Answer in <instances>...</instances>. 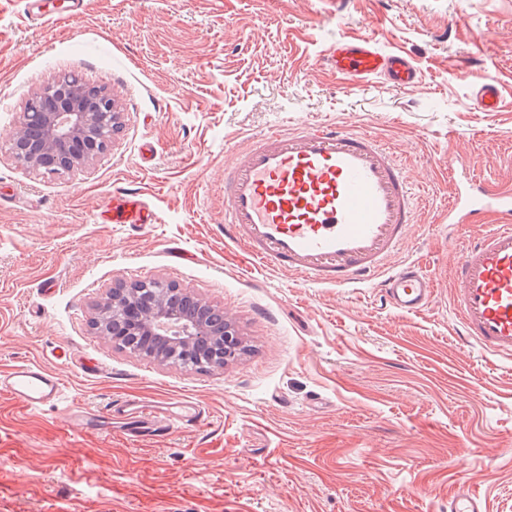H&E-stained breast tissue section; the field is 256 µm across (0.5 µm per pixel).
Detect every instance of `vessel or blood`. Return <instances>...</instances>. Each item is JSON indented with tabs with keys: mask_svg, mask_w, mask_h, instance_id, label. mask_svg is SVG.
I'll use <instances>...</instances> for the list:
<instances>
[{
	"mask_svg": "<svg viewBox=\"0 0 512 512\" xmlns=\"http://www.w3.org/2000/svg\"><path fill=\"white\" fill-rule=\"evenodd\" d=\"M322 64L342 79L375 78L413 89L420 75L412 59L386 53L371 38L344 36L325 51ZM480 111L499 108L495 81L477 84ZM451 224H482L455 259L452 306L457 333L467 344L512 358V189L462 171L450 176ZM420 204L390 147L354 129L310 125L250 137L224 169V237L261 266L326 286L355 288L376 281L385 306L406 314L436 303L437 288L416 262L393 265L418 220ZM100 224H153L136 190L120 187L96 212ZM61 378L39 365H19L0 375V393L36 410L58 403ZM203 413L187 399L159 406L129 401L105 408L70 406L71 426L97 432L121 425L141 440L196 426ZM448 512H488L487 502L465 481L455 483Z\"/></svg>",
	"mask_w": 512,
	"mask_h": 512,
	"instance_id": "obj_1",
	"label": "vessel or blood"
}]
</instances>
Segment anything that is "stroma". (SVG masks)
Returning a JSON list of instances; mask_svg holds the SVG:
<instances>
[{
  "instance_id": "stroma-1",
  "label": "stroma",
  "mask_w": 512,
  "mask_h": 512,
  "mask_svg": "<svg viewBox=\"0 0 512 512\" xmlns=\"http://www.w3.org/2000/svg\"><path fill=\"white\" fill-rule=\"evenodd\" d=\"M57 0L29 20L0 0V372L49 367L61 404L0 395V512H446L469 481L512 512V361L455 335L448 171L512 182V0ZM409 55L418 89L349 86L321 63L336 38ZM501 90L477 111L470 75ZM69 73L124 114L93 165L47 174L8 153L31 95ZM312 123L389 144L424 202L399 261L437 280L423 312L374 284L331 288L253 264L224 240V168L251 135ZM154 224H98L113 189ZM160 279L224 310L251 353L222 369L163 365L92 330L118 280ZM191 399L204 421L160 440L71 429L65 409Z\"/></svg>"
}]
</instances>
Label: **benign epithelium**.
Wrapping results in <instances>:
<instances>
[{"label": "benign epithelium", "mask_w": 512, "mask_h": 512, "mask_svg": "<svg viewBox=\"0 0 512 512\" xmlns=\"http://www.w3.org/2000/svg\"><path fill=\"white\" fill-rule=\"evenodd\" d=\"M101 108L71 94L70 86L54 79L37 90L20 113L9 140L14 161L27 170H74L86 167L106 153L114 131L121 127L123 113L112 97L101 92ZM129 284L117 281L103 301L95 307L94 317L111 313L112 332L125 322L136 324L140 334L154 339L148 357L161 363L185 367L198 349L226 350L233 347L237 334H220L206 317L186 315L179 309L185 293L173 290L175 297L159 293L154 308L140 311L130 308L126 294Z\"/></svg>", "instance_id": "benign-epithelium-1"}]
</instances>
